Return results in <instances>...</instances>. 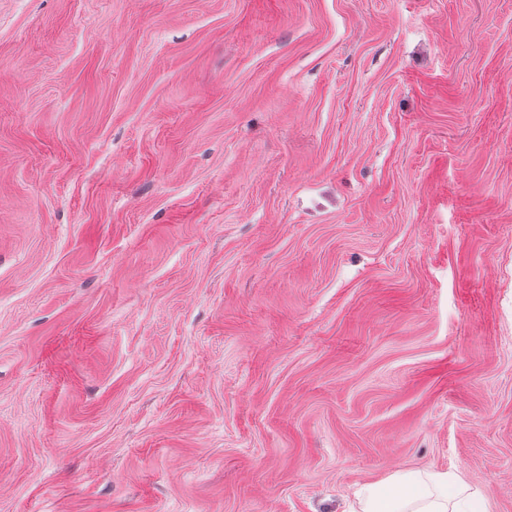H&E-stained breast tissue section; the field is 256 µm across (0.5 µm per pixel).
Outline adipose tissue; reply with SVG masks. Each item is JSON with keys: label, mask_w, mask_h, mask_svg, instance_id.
Segmentation results:
<instances>
[{"label": "adipose tissue", "mask_w": 512, "mask_h": 512, "mask_svg": "<svg viewBox=\"0 0 512 512\" xmlns=\"http://www.w3.org/2000/svg\"><path fill=\"white\" fill-rule=\"evenodd\" d=\"M462 477L447 472H397L363 487L360 512H476Z\"/></svg>", "instance_id": "obj_1"}]
</instances>
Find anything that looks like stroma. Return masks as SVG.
<instances>
[{
  "instance_id": "obj_1",
  "label": "stroma",
  "mask_w": 512,
  "mask_h": 512,
  "mask_svg": "<svg viewBox=\"0 0 512 512\" xmlns=\"http://www.w3.org/2000/svg\"><path fill=\"white\" fill-rule=\"evenodd\" d=\"M512 512V0H0V512ZM448 490L454 496L448 498ZM462 477L447 472H397L365 485L360 512H476V498Z\"/></svg>"
}]
</instances>
